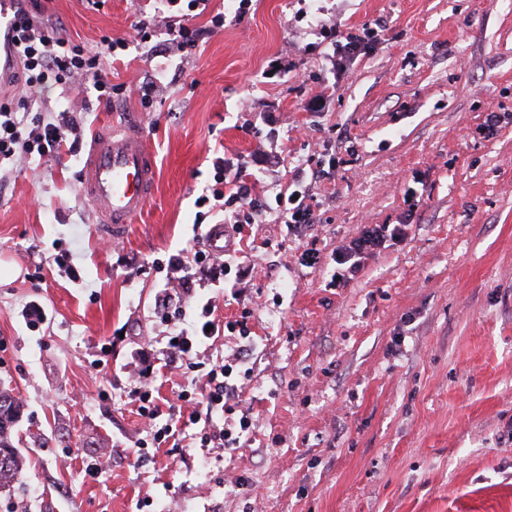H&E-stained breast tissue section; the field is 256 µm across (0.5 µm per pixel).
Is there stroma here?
I'll use <instances>...</instances> for the list:
<instances>
[{
	"mask_svg": "<svg viewBox=\"0 0 512 512\" xmlns=\"http://www.w3.org/2000/svg\"><path fill=\"white\" fill-rule=\"evenodd\" d=\"M41 3L90 48L141 20L190 24L197 45L170 56L158 37L103 56L126 89L109 102L53 83L0 90L35 118L75 113L87 144L137 117L159 170L115 243L81 193L84 153L0 168V264L14 269L0 274V389L21 404L28 459L0 512H512V122L480 129L487 107L512 113V0H208L189 21L166 0ZM376 21L381 43L337 73L323 29ZM278 56L291 69L264 77ZM270 148L269 200L299 163L328 166L313 224L246 226L240 297L195 289L216 319L253 311L252 377L225 415H249L253 435L203 448L190 425L178 448L137 459L134 442L166 419L139 415L135 373L162 367L172 404L187 386L164 365L155 263L223 223L196 204L216 186L215 154ZM366 224L407 235L333 282L336 249ZM66 252L72 277L54 262ZM32 301L49 312L35 332L19 318Z\"/></svg>",
	"mask_w": 512,
	"mask_h": 512,
	"instance_id": "35a3bbf8",
	"label": "stroma"
}]
</instances>
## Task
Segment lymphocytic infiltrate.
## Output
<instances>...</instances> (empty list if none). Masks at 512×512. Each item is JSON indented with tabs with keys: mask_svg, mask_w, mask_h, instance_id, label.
<instances>
[{
	"mask_svg": "<svg viewBox=\"0 0 512 512\" xmlns=\"http://www.w3.org/2000/svg\"><path fill=\"white\" fill-rule=\"evenodd\" d=\"M40 0H33L31 7H18L14 51L22 66L21 76L27 85L46 82L64 86L69 90L91 87L104 97L120 93L108 74L100 67V57L115 52L117 41H103L98 51L87 50L60 33L48 30L39 19ZM380 24H365L362 27L340 33L330 32L331 57L336 65L360 54L382 38ZM82 141L81 124L67 112L58 113L53 119L31 120L27 113L19 111L9 102L0 103V164L10 162L17 154H45L69 146L77 149ZM212 165L217 175L228 178L227 190H214L213 195L224 200V230L242 234L245 225L255 223L263 215L275 217L277 223L288 230L298 231L314 221L310 205L319 177L318 172L298 170L288 189L276 196L274 203L261 199L257 187L259 180L244 164L231 162L215 156ZM407 228L402 224H367L357 236L337 248L334 263L343 272L355 275L361 262L369 256L379 254L387 242L403 238ZM232 263L223 255L213 254L205 243H198L191 250L171 255L167 261L169 275L164 287L154 301V315L160 321H178V329L169 334L166 349L168 363L181 370L192 387L191 392L181 393V400H193L195 407L188 419L200 425V444L207 448L235 449L243 435L248 434L252 421L241 416L236 427L218 424L217 419L229 409L240 385L251 378L248 365V346H240L232 358L212 363L200 361L198 349L209 336L219 335L221 330H238L240 336H248L250 310H243L240 317L225 322L216 321L210 304L187 312L185 294L191 293L198 272H208L212 281H219L227 274Z\"/></svg>",
	"mask_w": 512,
	"mask_h": 512,
	"instance_id": "f902f5d3",
	"label": "lymphocytic infiltrate"
}]
</instances>
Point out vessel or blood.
Returning <instances> with one entry per match:
<instances>
[{
  "instance_id": "obj_1",
  "label": "vessel or blood",
  "mask_w": 512,
  "mask_h": 512,
  "mask_svg": "<svg viewBox=\"0 0 512 512\" xmlns=\"http://www.w3.org/2000/svg\"><path fill=\"white\" fill-rule=\"evenodd\" d=\"M16 0H0V88L13 86L18 62L12 50ZM156 159L138 128H102L80 170L82 195L93 205L104 235L125 237L157 189Z\"/></svg>"
}]
</instances>
